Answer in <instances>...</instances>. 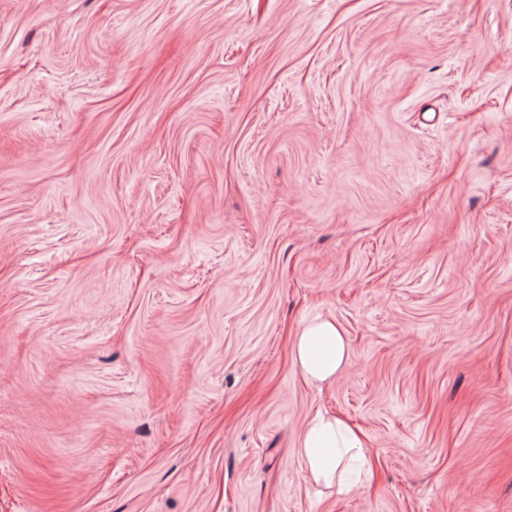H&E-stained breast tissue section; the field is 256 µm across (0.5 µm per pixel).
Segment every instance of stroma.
<instances>
[{
  "mask_svg": "<svg viewBox=\"0 0 512 512\" xmlns=\"http://www.w3.org/2000/svg\"><path fill=\"white\" fill-rule=\"evenodd\" d=\"M0 512H512V0H0ZM349 356L345 339L333 321L306 323L293 343V358L302 375L318 383L336 378ZM299 455L307 481L315 486H338L339 492L350 487L343 481L344 461L364 457L350 427L335 416L316 414L302 437Z\"/></svg>",
  "mask_w": 512,
  "mask_h": 512,
  "instance_id": "stroma-1",
  "label": "stroma"
}]
</instances>
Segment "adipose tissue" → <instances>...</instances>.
Masks as SVG:
<instances>
[{
	"label": "adipose tissue",
	"mask_w": 512,
	"mask_h": 512,
	"mask_svg": "<svg viewBox=\"0 0 512 512\" xmlns=\"http://www.w3.org/2000/svg\"><path fill=\"white\" fill-rule=\"evenodd\" d=\"M348 356L340 329L327 319L306 323L293 343L295 364L313 382L333 381ZM362 454L350 427L339 418L322 414L309 422L299 448L307 481L316 486H335L342 492L348 489L343 481L345 460Z\"/></svg>",
	"instance_id": "obj_1"
}]
</instances>
